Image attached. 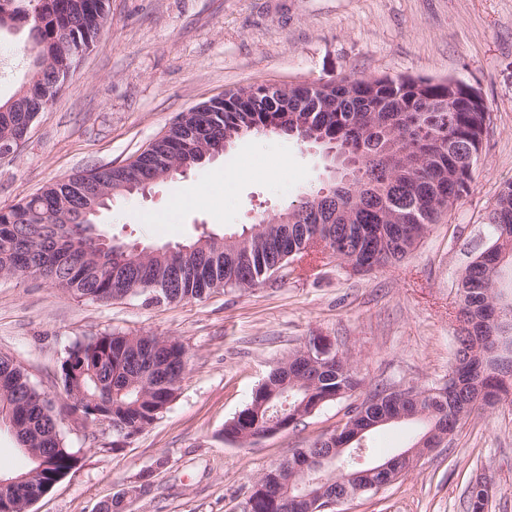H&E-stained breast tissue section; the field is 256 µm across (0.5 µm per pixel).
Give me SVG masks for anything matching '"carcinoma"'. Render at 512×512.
Returning <instances> with one entry per match:
<instances>
[{
  "label": "carcinoma",
  "instance_id": "obj_1",
  "mask_svg": "<svg viewBox=\"0 0 512 512\" xmlns=\"http://www.w3.org/2000/svg\"><path fill=\"white\" fill-rule=\"evenodd\" d=\"M38 13L42 25L27 23ZM108 19V0H0V29L23 26L28 41L24 52L32 57L30 83L36 92L54 101L74 66L72 48L96 41ZM52 58V74L43 75L39 61ZM446 84H409L393 77L373 81L368 77L334 81L332 94L320 99L301 86L288 89L289 121L307 122L309 129L347 145L360 158L361 176L345 192L335 181L289 203L277 215L289 213L292 224H276L261 217L249 234H231L152 249L141 260L135 247L119 262L112 251H101L85 228L75 223L65 233L54 225L34 224L30 216L50 220L62 210L77 213L79 192L54 181L38 193L7 209H0V272L23 276L41 272L44 280L78 298L103 301L141 297L148 304L192 301L215 289L258 287L270 278L268 269L312 256L336 259L349 265L372 260L368 270L403 260L418 245L442 213L468 194L474 168L487 132L483 111L430 110L432 101L448 97ZM224 111L192 112L181 124H172L168 135L154 140L152 150L139 153L126 166L88 170L98 182L143 183L177 151L185 156L194 148L216 147L228 133L235 139L261 133L260 127L281 116L282 96L267 84L239 86L224 93ZM18 100H0V140L19 136L22 113ZM489 243L461 274L459 313L475 321L474 334L455 339L448 398L440 400L435 388H418L413 395L394 388H375L371 395L380 404L361 417L351 405L327 437H317L307 448H297L286 459L267 469L255 482L244 512H306L302 500L341 494L356 498L367 494L346 483L359 473L361 481H386L383 474L367 475L361 456L331 453L323 480L312 474L314 449L359 447L358 433L377 419L396 417L417 429L408 447L418 446L448 418L449 435L481 406L512 403V381L484 365L492 344L482 327L497 306L512 303V181L500 188L489 216ZM319 337L310 336L286 361L274 368L253 391L250 402L224 423V439L249 447L280 416L283 424L303 417L360 389L362 381L343 353L336 351L314 366L308 347ZM187 365L185 347L152 334L101 333L75 341L60 361L59 380L68 414L116 426L112 448H122L167 410L174 400ZM14 431L16 445L39 448L47 467L31 457L19 473L36 472L24 493L14 502L22 512L24 500L47 492L75 466L77 458L66 444L62 418L51 400L31 382L21 363L0 355V426ZM489 496L467 488L468 512H485Z\"/></svg>",
  "mask_w": 512,
  "mask_h": 512
}]
</instances>
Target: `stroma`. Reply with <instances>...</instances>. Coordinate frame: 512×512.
I'll return each mask as SVG.
<instances>
[{
    "mask_svg": "<svg viewBox=\"0 0 512 512\" xmlns=\"http://www.w3.org/2000/svg\"><path fill=\"white\" fill-rule=\"evenodd\" d=\"M25 29L0 33V99L28 79ZM452 79L475 87L491 114L474 180L403 261L352 272L336 260L200 301L146 304L76 298L30 277H0V353L25 367L63 414L75 467L31 512H243L258 477L333 432L341 399L296 427L241 448L222 436L267 374L310 336L350 357L362 392L448 380L461 272L489 242V213L512 181V0H109L108 21L15 155L0 160V209L59 178L119 166L181 112L247 84L345 76ZM320 147L249 136L219 157L99 215L106 235L141 246L241 231L324 186ZM195 203L177 204L184 190ZM149 332L188 352L174 401L120 450L111 435L66 417L59 364L76 340ZM490 482L485 512H512V404L476 411L451 443L394 484L338 512H467L466 488Z\"/></svg>",
    "mask_w": 512,
    "mask_h": 512,
    "instance_id": "stroma-1",
    "label": "stroma"
}]
</instances>
